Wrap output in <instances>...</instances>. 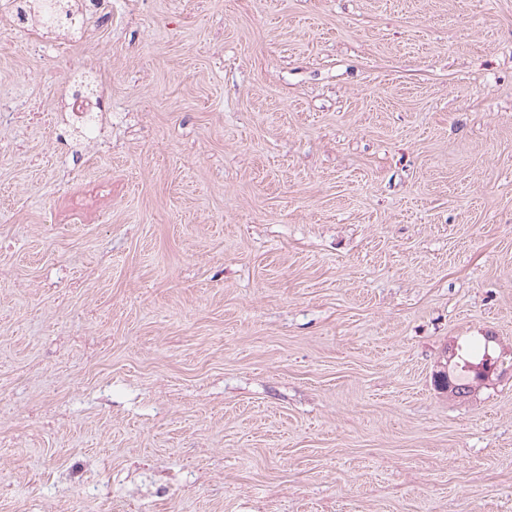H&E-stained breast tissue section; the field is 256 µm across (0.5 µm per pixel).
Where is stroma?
Here are the masks:
<instances>
[{"label":"stroma","instance_id":"1","mask_svg":"<svg viewBox=\"0 0 512 512\" xmlns=\"http://www.w3.org/2000/svg\"><path fill=\"white\" fill-rule=\"evenodd\" d=\"M0 93V512H512V0L0 15ZM69 112H67V122L82 133H89L93 123L99 112H93V107L89 101L85 100V97L79 93V91H73L71 93L69 103ZM465 368V362L464 365L460 368H456L454 371L452 370L450 373L452 385L448 388V385H446V389L443 390H449V392L458 398H464L469 396L474 388L473 383H476L474 380V376L470 377L466 370H463Z\"/></svg>","mask_w":512,"mask_h":512}]
</instances>
